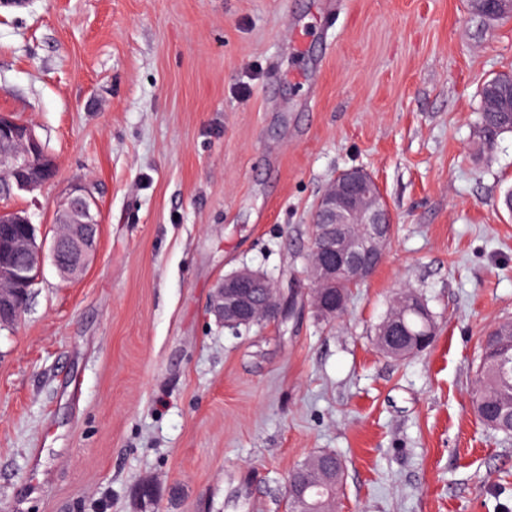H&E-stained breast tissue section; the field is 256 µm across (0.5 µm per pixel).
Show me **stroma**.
<instances>
[{"mask_svg": "<svg viewBox=\"0 0 512 512\" xmlns=\"http://www.w3.org/2000/svg\"><path fill=\"white\" fill-rule=\"evenodd\" d=\"M504 73L512 19L487 32L466 0L0 7V111L56 161L9 206L48 242L82 183L99 220L83 273L43 262L0 329V512H286L289 471L322 451L344 462L342 512H512V439L469 398L479 339L512 319V135L474 136ZM351 167L394 231L327 323L308 225ZM243 266L286 320H217ZM404 286L438 332L396 359L374 338Z\"/></svg>", "mask_w": 512, "mask_h": 512, "instance_id": "obj_1", "label": "stroma"}]
</instances>
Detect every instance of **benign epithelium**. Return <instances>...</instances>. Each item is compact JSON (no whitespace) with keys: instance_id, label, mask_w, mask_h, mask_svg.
Listing matches in <instances>:
<instances>
[{"instance_id":"benign-epithelium-1","label":"benign epithelium","mask_w":512,"mask_h":512,"mask_svg":"<svg viewBox=\"0 0 512 512\" xmlns=\"http://www.w3.org/2000/svg\"><path fill=\"white\" fill-rule=\"evenodd\" d=\"M56 164L45 145L27 123L0 113V198L31 192L50 181ZM96 203L80 185L74 186L58 207L56 223L63 228L54 238L50 255L64 277L83 272L96 247ZM312 248L308 261L311 282L310 302L317 312L336 313L345 303L329 306L325 289L334 288L344 278L362 281L383 261L392 237L393 215L380 187L366 172L353 168L340 172L321 195L314 209ZM0 224L13 225L18 232L0 234V327L16 322L25 291L39 272L44 245L37 242L35 226L22 210L0 208ZM403 294L395 296L390 314L377 328L376 344L382 348L397 336L407 340L406 354L416 348L408 340L410 332L402 321ZM224 326L235 329L254 323H274L286 314L276 289L260 271L242 267L224 277L213 303ZM296 504L312 502L317 507L315 488L302 480L292 485Z\"/></svg>"}]
</instances>
